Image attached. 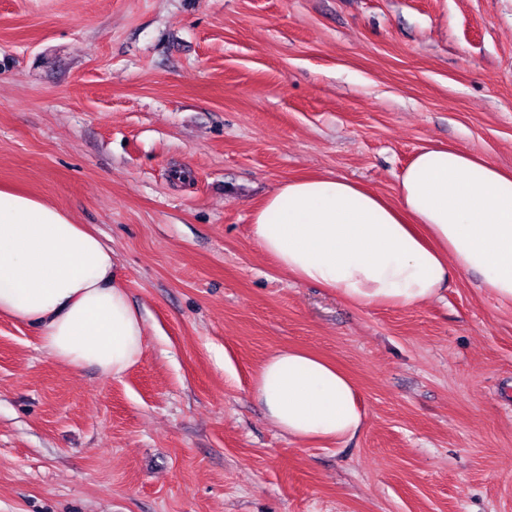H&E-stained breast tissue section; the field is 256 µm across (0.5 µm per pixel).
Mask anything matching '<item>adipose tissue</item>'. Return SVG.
Listing matches in <instances>:
<instances>
[{
  "mask_svg": "<svg viewBox=\"0 0 512 512\" xmlns=\"http://www.w3.org/2000/svg\"><path fill=\"white\" fill-rule=\"evenodd\" d=\"M252 236L298 281L358 304L437 297L450 269L476 272L512 304V173L431 146L399 175L394 199L343 178L283 182L252 214ZM0 316L35 327L44 352L122 377L142 357L146 327L115 256L86 225L31 194L0 188ZM256 395L297 439L354 437L364 413L348 375L301 349L264 362Z\"/></svg>",
  "mask_w": 512,
  "mask_h": 512,
  "instance_id": "obj_1",
  "label": "adipose tissue"
}]
</instances>
